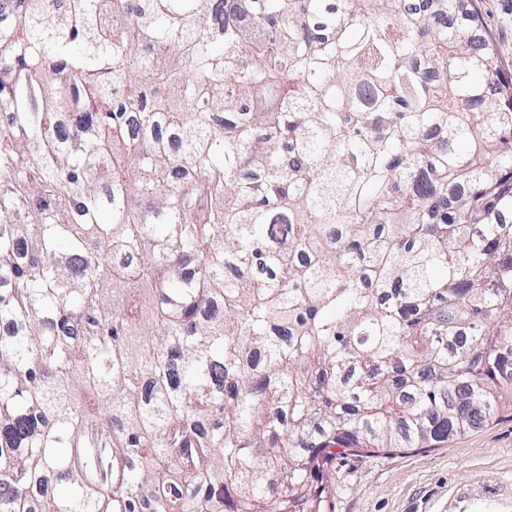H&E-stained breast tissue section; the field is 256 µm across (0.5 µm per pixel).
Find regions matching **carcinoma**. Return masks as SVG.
I'll use <instances>...</instances> for the list:
<instances>
[{"mask_svg":"<svg viewBox=\"0 0 512 512\" xmlns=\"http://www.w3.org/2000/svg\"><path fill=\"white\" fill-rule=\"evenodd\" d=\"M0 11V512H330L336 450L512 406L473 0Z\"/></svg>","mask_w":512,"mask_h":512,"instance_id":"cac0c4a2","label":"carcinoma"}]
</instances>
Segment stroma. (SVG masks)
<instances>
[{
  "instance_id": "1",
  "label": "stroma",
  "mask_w": 512,
  "mask_h": 512,
  "mask_svg": "<svg viewBox=\"0 0 512 512\" xmlns=\"http://www.w3.org/2000/svg\"><path fill=\"white\" fill-rule=\"evenodd\" d=\"M483 28L512 65V0H475ZM331 512H512V407L432 448L337 456Z\"/></svg>"
}]
</instances>
